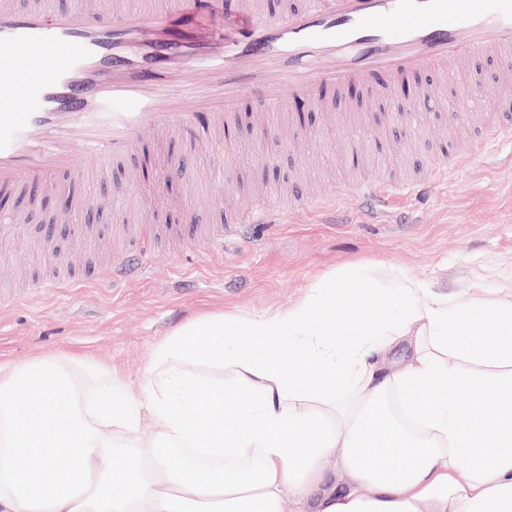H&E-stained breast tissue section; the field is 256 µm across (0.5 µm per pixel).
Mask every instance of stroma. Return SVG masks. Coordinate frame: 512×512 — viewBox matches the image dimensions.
Instances as JSON below:
<instances>
[{"label": "stroma", "instance_id": "35a3bbf8", "mask_svg": "<svg viewBox=\"0 0 512 512\" xmlns=\"http://www.w3.org/2000/svg\"><path fill=\"white\" fill-rule=\"evenodd\" d=\"M493 64L482 61L457 76L473 87L466 122L426 112L423 130L407 132L395 115L360 111L359 90L336 99L330 111L266 117L242 115L217 145L178 136L155 137L147 149L112 159L109 175L54 177L5 204L35 229L0 249V291L14 254L32 268L60 258L74 270L76 288L0 306V362L35 357L92 360L110 368L127 395L143 399V373L152 349L177 327L203 316H254L292 306L316 280L356 263H392L438 286L440 294L481 289L499 296L512 287V140L492 142L484 158L460 175L436 182L424 196L396 199L367 216L354 188L367 181L405 179L435 157L439 142L466 146L495 117V99L480 87ZM376 132L377 153L346 165L341 153L351 121ZM270 206L296 193L335 192L343 201L328 216L300 214L285 224H249L224 249L193 238L199 224H220L225 209L252 206L256 188ZM87 190L84 208H60L68 193ZM156 212L183 216L172 243L145 258L146 275L112 285L99 279L115 251L112 228Z\"/></svg>", "mask_w": 512, "mask_h": 512}]
</instances>
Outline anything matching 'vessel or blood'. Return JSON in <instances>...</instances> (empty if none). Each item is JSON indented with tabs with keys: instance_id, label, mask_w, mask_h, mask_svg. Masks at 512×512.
<instances>
[{
	"instance_id": "vessel-or-blood-1",
	"label": "vessel or blood",
	"mask_w": 512,
	"mask_h": 512,
	"mask_svg": "<svg viewBox=\"0 0 512 512\" xmlns=\"http://www.w3.org/2000/svg\"><path fill=\"white\" fill-rule=\"evenodd\" d=\"M170 0L163 8L85 11L55 0H30L27 9L0 0V198L61 172L105 175L112 158L133 153L145 134L220 141L251 100L265 114L289 105L327 106L337 91L369 88L375 101L403 112L396 89L410 86L428 102L422 68L453 73L466 60H497L501 71L497 120L469 148L446 142L422 175L357 188L361 199L388 203L419 193L481 158L488 140L512 139V0H306L275 15L263 0ZM222 16L219 41L184 35V20ZM385 73L384 88L372 87ZM353 166L372 131L351 127ZM286 209L265 197L230 213L201 233L223 246L240 224H284ZM139 264L118 259L101 280L139 275Z\"/></svg>"
}]
</instances>
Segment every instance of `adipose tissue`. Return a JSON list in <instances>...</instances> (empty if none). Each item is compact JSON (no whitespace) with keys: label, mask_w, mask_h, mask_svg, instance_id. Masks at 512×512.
Listing matches in <instances>:
<instances>
[{"label":"adipose tissue","mask_w":512,"mask_h":512,"mask_svg":"<svg viewBox=\"0 0 512 512\" xmlns=\"http://www.w3.org/2000/svg\"><path fill=\"white\" fill-rule=\"evenodd\" d=\"M144 394L90 361L0 363V512H282L328 458L349 482L316 512H512L511 289L450 298L358 264L288 309L174 330ZM483 394L494 413L462 406Z\"/></svg>","instance_id":"1"}]
</instances>
